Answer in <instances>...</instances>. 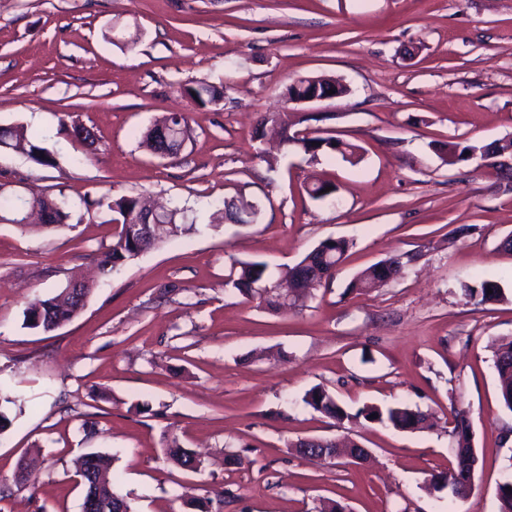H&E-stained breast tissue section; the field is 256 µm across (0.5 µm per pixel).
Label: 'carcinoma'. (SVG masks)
<instances>
[{"mask_svg": "<svg viewBox=\"0 0 512 512\" xmlns=\"http://www.w3.org/2000/svg\"><path fill=\"white\" fill-rule=\"evenodd\" d=\"M195 100L206 106L221 98L216 87L209 84H199L188 89ZM278 124L282 127L284 142L292 144L305 153L313 156L320 152H337L349 163H357L361 159L360 147L350 142H344L332 135L309 137L295 133L288 135V113L277 112L263 116L261 124ZM169 126V148L173 156H178L182 145L188 136L187 121L180 114H172L164 120ZM0 144L11 150H22L38 165L50 167L55 164L53 155L41 145L40 141L28 134L27 128L21 124L0 131ZM512 152V138L499 140L488 146L453 144L448 147L450 157L459 161L467 160L478 153L487 158L492 155L509 154ZM308 194L317 200H325L336 192L335 184L326 181H316L308 189ZM45 214L46 220L42 225L58 227L67 223L69 212L66 211L64 200L45 195L34 200ZM147 208L145 199L141 196H122L112 201L111 209L123 218L120 231L112 245L100 251L97 256L99 271L109 276L112 271L125 261L137 257L142 252L156 247L161 242V232L168 236H177L193 229V225L183 223L179 209L156 212L152 224H129L126 215ZM18 221L17 200L14 191L6 183L0 184V224H14ZM351 243L346 239H325L308 252L298 263L286 267L275 278L267 273V266L257 261H237L233 265L226 285L233 288L247 300H257L271 312H279L287 305H293L306 297L311 283L321 286L322 282L331 278L336 271V265L342 263L349 251ZM401 269L397 257H391L377 262L361 272L349 284V289L357 292H368L385 285L396 277ZM288 282L296 287V292L287 300L275 291V286ZM492 293H487V290ZM464 295L476 299L480 303L497 301L503 297V289L492 280H483L476 286L464 288ZM83 309L77 302L65 297V291L37 300L31 303L23 313V326L38 330L44 334L53 332L60 323L70 321ZM494 365L500 381V397L506 409L512 412V338L504 339L494 350ZM304 402L315 411L337 421L360 419L366 422H378L398 430H408L412 427H431L428 416L419 410L407 406H395L382 410L376 406L366 405L356 413L350 414L342 408L336 398L326 389L314 386L304 397ZM453 433L456 437V448L471 447L470 425L461 412L455 414ZM167 459L174 464L191 471L200 468V462L195 454L184 447L178 437L172 436L166 440L164 448ZM111 459L101 453L92 452L82 457L79 463V475L83 483L93 484L101 491L103 501L97 508L83 512H134L130 502L114 492L111 476ZM498 512H512V480H506L498 486Z\"/></svg>", "mask_w": 512, "mask_h": 512, "instance_id": "1", "label": "carcinoma"}]
</instances>
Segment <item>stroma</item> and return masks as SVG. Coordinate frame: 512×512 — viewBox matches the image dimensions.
<instances>
[{
	"mask_svg": "<svg viewBox=\"0 0 512 512\" xmlns=\"http://www.w3.org/2000/svg\"><path fill=\"white\" fill-rule=\"evenodd\" d=\"M347 95L286 104L295 79ZM201 83L223 90L200 106ZM357 144L283 149L260 118ZM173 112L190 132L177 159L141 147ZM44 136L56 164L0 151V182L63 198L68 225L0 224V383L23 415L0 433V512H81L80 456L110 455L115 491L136 512H498L512 478V411L492 347L512 336V157L450 162L453 143L512 137V0H11L0 10V125ZM90 131L75 138L74 127ZM335 183V199L306 188ZM140 195L185 210L190 232L98 275L117 226L112 200ZM246 198L254 223L210 216ZM328 238L354 246L333 278L280 314L226 286L234 261L270 272ZM400 275L364 294L352 278L390 257ZM74 278L94 290L73 320L41 335L23 311ZM497 281L503 300L463 285ZM175 285L166 294L162 285ZM324 386L348 411L407 406L432 426L402 432L339 422L304 403ZM464 411L480 457L465 498L430 486L455 460ZM202 461L169 462L167 435ZM352 440L358 464L318 460L300 438ZM35 484L15 482L24 454ZM269 122L279 124L282 127L284 142L287 146L288 144H292L302 149L304 153L311 154L313 157H315L318 152H337L349 163H357L361 159V148L358 145L341 141L332 135L315 137H309L308 134L301 136L299 133H295L291 136L288 135L287 111L264 115L261 119V124L265 126ZM312 142H315V145H312ZM318 142H321V145H318ZM333 143H336V146H333Z\"/></svg>",
	"mask_w": 512,
	"mask_h": 512,
	"instance_id": "1",
	"label": "stroma"
}]
</instances>
